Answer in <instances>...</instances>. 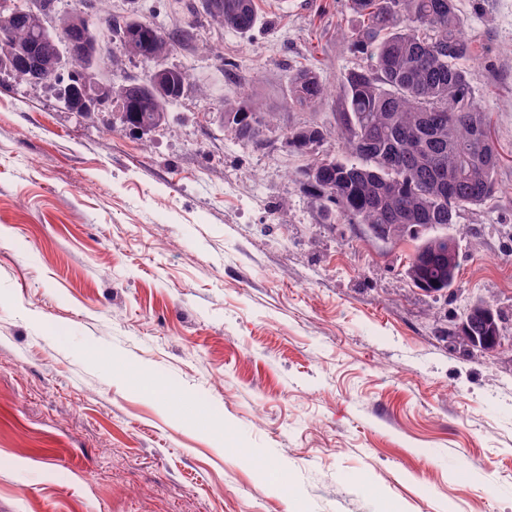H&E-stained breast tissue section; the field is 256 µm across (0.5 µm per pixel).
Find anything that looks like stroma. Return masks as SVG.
<instances>
[{
  "label": "stroma",
  "mask_w": 512,
  "mask_h": 512,
  "mask_svg": "<svg viewBox=\"0 0 512 512\" xmlns=\"http://www.w3.org/2000/svg\"><path fill=\"white\" fill-rule=\"evenodd\" d=\"M173 3L51 11L195 25L164 60L188 83L155 130L67 111L55 84L0 67V512H287L276 479L299 512H512V0H460L502 162L496 197L448 228L450 297L407 277L414 239L322 223L297 178L344 155L337 97L292 106L288 78L334 89L365 65L345 0H258L246 34ZM149 72L116 43L86 69L116 86ZM243 97L278 115L263 145L222 123ZM309 123L324 139L297 153L288 132ZM478 299L502 315L492 357L448 338ZM127 362L171 396L130 388Z\"/></svg>",
  "instance_id": "obj_1"
}]
</instances>
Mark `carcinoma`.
Returning <instances> with one entry per match:
<instances>
[{
  "label": "carcinoma",
  "instance_id": "1",
  "mask_svg": "<svg viewBox=\"0 0 512 512\" xmlns=\"http://www.w3.org/2000/svg\"><path fill=\"white\" fill-rule=\"evenodd\" d=\"M215 22L240 33L258 21L255 0H204ZM459 0H349L362 24L349 32L351 47L369 58L367 67L344 75L341 111L334 113L346 157L315 158L297 172L320 202L326 224L363 226L367 236L388 242L410 236L415 253H447L454 238L444 233L460 211L480 206L498 190L499 153L491 119L477 103L468 63L478 54L464 33ZM120 48L132 40L146 51L160 39L172 50L195 38L188 24L176 31L136 20L119 28ZM94 60L70 55L66 70L53 75L75 83ZM328 88L311 70L292 75L288 100L303 109L322 106ZM154 95L146 83H129L118 96L123 124L159 127L167 107L178 100ZM276 113L251 99L224 107V128L242 142L256 129L275 126ZM323 127L305 126L288 136L298 152L323 138ZM460 263L415 266L407 276L416 287L440 294L450 290Z\"/></svg>",
  "mask_w": 512,
  "mask_h": 512
}]
</instances>
